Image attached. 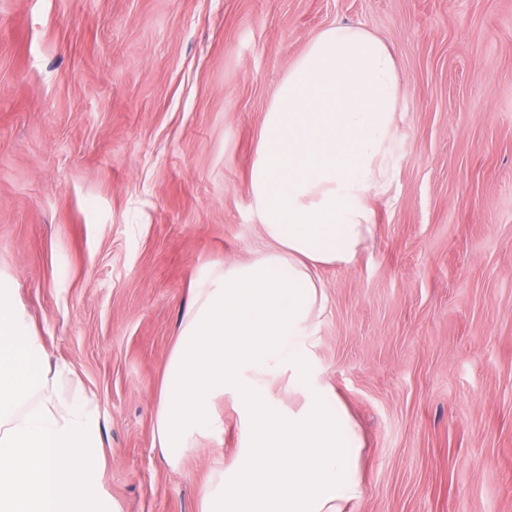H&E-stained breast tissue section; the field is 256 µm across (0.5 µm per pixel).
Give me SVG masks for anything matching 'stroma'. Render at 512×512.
Here are the masks:
<instances>
[{"label": "stroma", "mask_w": 512, "mask_h": 512, "mask_svg": "<svg viewBox=\"0 0 512 512\" xmlns=\"http://www.w3.org/2000/svg\"><path fill=\"white\" fill-rule=\"evenodd\" d=\"M392 51L397 176L328 296L312 368L360 426L354 512H512V0H0V272L60 394L98 406L120 512H200L240 416L155 439L202 272L267 249L263 116L336 24Z\"/></svg>", "instance_id": "1"}]
</instances>
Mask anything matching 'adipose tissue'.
<instances>
[{
    "label": "adipose tissue",
    "instance_id": "obj_1",
    "mask_svg": "<svg viewBox=\"0 0 512 512\" xmlns=\"http://www.w3.org/2000/svg\"><path fill=\"white\" fill-rule=\"evenodd\" d=\"M400 97L388 46L337 25L310 41L264 115L248 190L269 247L198 279L156 416L176 459L196 435L223 433L215 400L238 409L243 453L201 512H350L362 494L361 435L335 393L310 384L327 309L316 270L351 266L374 234L372 201L397 173Z\"/></svg>",
    "mask_w": 512,
    "mask_h": 512
}]
</instances>
